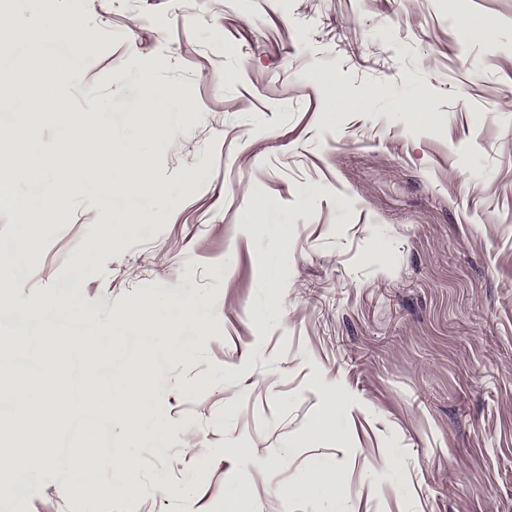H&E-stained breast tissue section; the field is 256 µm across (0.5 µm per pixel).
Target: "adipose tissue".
<instances>
[{"label": "adipose tissue", "instance_id": "ef3b65f1", "mask_svg": "<svg viewBox=\"0 0 512 512\" xmlns=\"http://www.w3.org/2000/svg\"><path fill=\"white\" fill-rule=\"evenodd\" d=\"M0 34L9 40L25 42L36 48L49 42L64 41L77 53L89 50L94 40L92 30L82 21L70 20L60 26L46 28L37 21L17 17L5 10H0ZM130 321L140 330L143 357H153L161 345L165 346L170 356L178 357L184 353L181 322L160 316L148 305L135 311Z\"/></svg>", "mask_w": 512, "mask_h": 512}]
</instances>
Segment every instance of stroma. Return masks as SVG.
<instances>
[{
    "instance_id": "35a3bbf8",
    "label": "stroma",
    "mask_w": 512,
    "mask_h": 512,
    "mask_svg": "<svg viewBox=\"0 0 512 512\" xmlns=\"http://www.w3.org/2000/svg\"><path fill=\"white\" fill-rule=\"evenodd\" d=\"M4 6L92 28L86 53L45 44L57 88L101 116L100 176L144 164L163 188L108 202L78 191L46 213L48 182L17 177L13 199L49 230L12 302L85 314L105 354L99 393L143 364V408L169 427L142 440L118 422L56 426L45 440L60 452L95 427L94 484L79 492L31 464L28 494L1 493L0 512H225L242 483L238 512H512V0ZM30 70L27 45H0V102L14 111L41 104L40 85L17 88ZM146 76L178 92L152 135L132 121ZM25 137L30 152L0 143V163L69 165L53 125ZM145 302L182 321V358H142L128 317ZM200 307L204 339L185 319ZM39 362L0 352V428L19 409L16 372L40 380ZM189 436L204 455H183ZM119 444L137 483L114 498L103 488ZM321 468L336 486L297 494Z\"/></svg>"
}]
</instances>
